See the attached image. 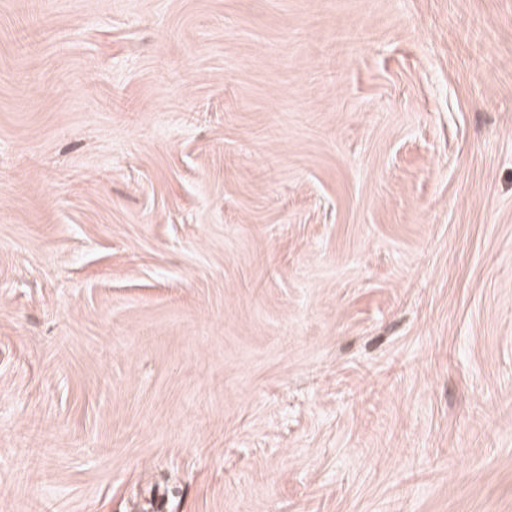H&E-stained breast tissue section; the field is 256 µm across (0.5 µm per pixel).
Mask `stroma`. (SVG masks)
<instances>
[{
  "mask_svg": "<svg viewBox=\"0 0 512 512\" xmlns=\"http://www.w3.org/2000/svg\"><path fill=\"white\" fill-rule=\"evenodd\" d=\"M0 512H512V0H0Z\"/></svg>",
  "mask_w": 512,
  "mask_h": 512,
  "instance_id": "stroma-1",
  "label": "stroma"
}]
</instances>
